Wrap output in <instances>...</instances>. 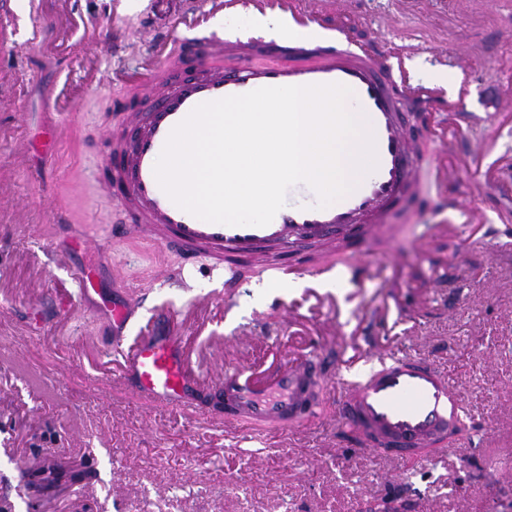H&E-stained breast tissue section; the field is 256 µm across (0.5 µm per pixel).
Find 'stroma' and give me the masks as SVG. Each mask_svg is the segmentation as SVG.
<instances>
[{
    "label": "stroma",
    "instance_id": "stroma-1",
    "mask_svg": "<svg viewBox=\"0 0 512 512\" xmlns=\"http://www.w3.org/2000/svg\"><path fill=\"white\" fill-rule=\"evenodd\" d=\"M322 14L416 69L466 70L470 111L512 103V0H323ZM224 0H0V512H512V106L504 126L451 142L444 112L414 129L411 197L380 235L275 258L152 246L97 174L130 137L145 97L186 73L189 39L230 30ZM54 113L62 130L44 183L23 146ZM485 217L478 231L434 202L449 184ZM104 231L105 303L133 300L166 330L180 314L202 374L195 411L113 381L112 325L71 276L75 235ZM73 238L64 260L51 242ZM355 262L344 283L282 268ZM319 362L315 403L291 429L226 421L224 370L278 353ZM429 360L465 402V430L423 454L359 449L341 419L358 363Z\"/></svg>",
    "mask_w": 512,
    "mask_h": 512
}]
</instances>
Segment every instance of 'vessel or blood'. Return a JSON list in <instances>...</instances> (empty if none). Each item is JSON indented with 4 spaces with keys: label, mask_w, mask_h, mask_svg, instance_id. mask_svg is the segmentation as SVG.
Listing matches in <instances>:
<instances>
[{
    "label": "vessel or blood",
    "mask_w": 512,
    "mask_h": 512,
    "mask_svg": "<svg viewBox=\"0 0 512 512\" xmlns=\"http://www.w3.org/2000/svg\"><path fill=\"white\" fill-rule=\"evenodd\" d=\"M287 37L270 41L266 49L298 61L255 68L240 62L230 70H213L210 56L218 50L246 53L254 36L225 38L191 54L194 75L174 82L160 99L142 105L143 126L123 154L111 157L103 177L120 202L131 205L129 232L150 224L153 242L187 248H216L247 257L267 244L288 249L332 237H358L381 231L394 210L410 194L411 130L399 115L398 96L407 94L405 61H390L373 41L349 38L343 28L324 26L316 16L298 22L289 16ZM338 83L351 95L350 112L362 115L371 131L377 158L374 171L362 175L356 189L328 207L305 183L293 185L288 201L263 227L229 226L201 220L180 209L162 190L154 167L172 129L199 104L262 87ZM45 132L31 153L32 171L41 174L52 158L54 128ZM132 315L128 304L109 309L114 336L109 357L118 365V379L131 382L159 402L191 407L186 389L198 376L193 371L183 337L149 332L127 343L124 331ZM316 361L308 357L283 363L276 371L255 377L252 370L224 372V414L251 425L294 426L305 414L315 379ZM463 413V397L448 377L416 356H400L361 372L344 387L343 417L370 449L388 444L395 453H414L446 434Z\"/></svg>",
    "instance_id": "b4317fda"
}]
</instances>
